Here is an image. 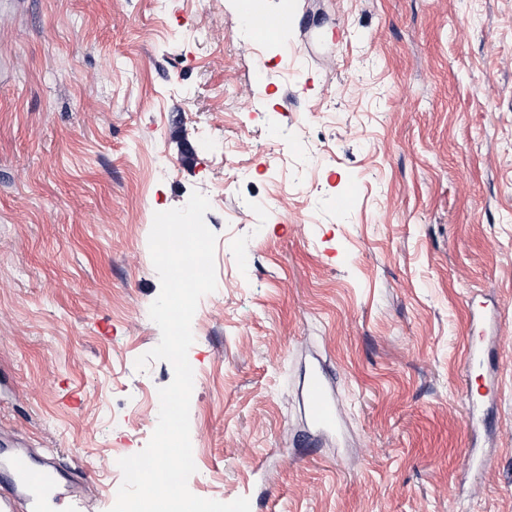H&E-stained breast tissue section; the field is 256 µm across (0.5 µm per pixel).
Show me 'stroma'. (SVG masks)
<instances>
[{
  "label": "stroma",
  "instance_id": "35a3bbf8",
  "mask_svg": "<svg viewBox=\"0 0 512 512\" xmlns=\"http://www.w3.org/2000/svg\"><path fill=\"white\" fill-rule=\"evenodd\" d=\"M0 0V432L87 475L158 421L155 212L205 215L196 496L251 512H512V0ZM497 391L465 409L470 312ZM338 435L308 433L305 365ZM484 461L467 467L468 449Z\"/></svg>",
  "mask_w": 512,
  "mask_h": 512
}]
</instances>
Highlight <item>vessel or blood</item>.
Segmentation results:
<instances>
[{"instance_id":"1","label":"vessel or blood","mask_w":512,"mask_h":512,"mask_svg":"<svg viewBox=\"0 0 512 512\" xmlns=\"http://www.w3.org/2000/svg\"><path fill=\"white\" fill-rule=\"evenodd\" d=\"M303 407L310 423L331 430L339 422V405L330 392L324 370L305 373ZM84 480L64 473L54 456H43L33 465L27 449L10 437L0 438V512H88Z\"/></svg>"}]
</instances>
